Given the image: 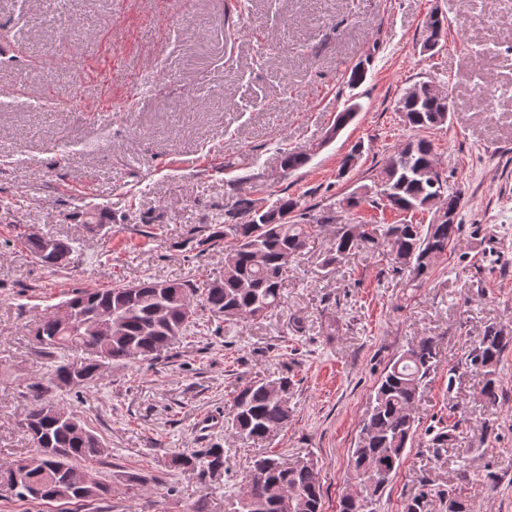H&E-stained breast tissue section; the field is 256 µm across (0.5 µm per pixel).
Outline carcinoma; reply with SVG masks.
<instances>
[{"instance_id": "carcinoma-1", "label": "carcinoma", "mask_w": 512, "mask_h": 512, "mask_svg": "<svg viewBox=\"0 0 512 512\" xmlns=\"http://www.w3.org/2000/svg\"><path fill=\"white\" fill-rule=\"evenodd\" d=\"M444 18L430 14L423 27V43L435 45L445 37ZM443 97L433 85H414L411 96L401 95L395 104L405 125L433 129L448 120L442 111ZM309 155L289 152L282 162L287 171L305 166ZM434 165L433 146L425 138L402 144L385 167L384 177L369 201L399 212H414L429 206L457 210L459 199L443 192L444 178L431 181L427 171ZM297 203L288 197L269 206L250 198L237 200L224 213V229L199 240L201 245L222 246L226 252L224 274L203 280H143L136 284L116 282L107 288L78 290L61 302L70 320L62 321L58 309L33 320L29 335L43 352L54 355L77 350L85 355L80 365L59 364L45 379L31 385L30 409L21 421L39 453L37 465L9 469L0 479L11 486L20 501L38 504L64 502L83 505L112 495V485L98 480L88 465L101 463L108 449L93 430L72 413L47 398L54 387L78 392L88 389L101 370L134 357L154 362L185 334L190 321L184 310L207 309L226 320H253L280 307L281 287L289 265L302 253L315 224H335L331 216L302 213L294 224L288 214ZM370 224L357 220L336 224L322 267L336 269L353 251L375 243ZM459 225L401 223L383 230L396 269L413 278L425 277L433 260L448 251L458 237ZM52 239L30 234L27 250L49 268L72 263L73 249L65 242L49 250ZM512 346V332L497 326L487 328L477 343L465 351V364L479 378L484 400L498 399L497 366ZM432 338H424L392 361L374 390V405L362 423L356 447L351 449L353 483L339 501L338 512H377L391 476L399 468L416 432L413 410L419 389L433 365ZM292 380L286 376L251 381L233 400L230 424L252 441H263L288 424L292 408ZM176 467L201 473L224 470V449L200 448L172 458ZM323 490L317 473L308 463L292 466L277 455H262L253 462L241 497L228 499L226 512H322Z\"/></svg>"}]
</instances>
